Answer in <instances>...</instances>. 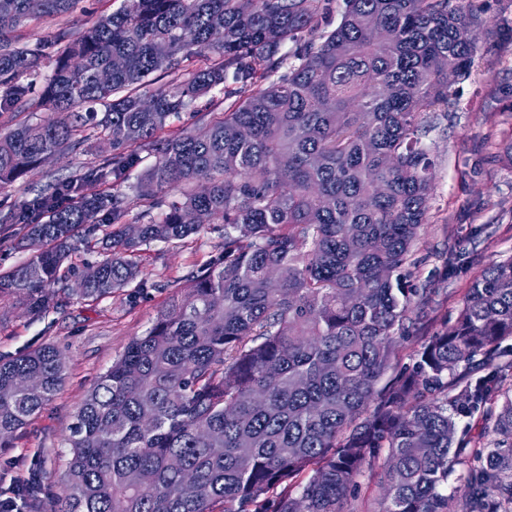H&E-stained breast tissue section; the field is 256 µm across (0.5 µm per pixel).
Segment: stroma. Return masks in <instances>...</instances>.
<instances>
[{
  "label": "stroma",
  "mask_w": 512,
  "mask_h": 512,
  "mask_svg": "<svg viewBox=\"0 0 512 512\" xmlns=\"http://www.w3.org/2000/svg\"><path fill=\"white\" fill-rule=\"evenodd\" d=\"M500 13L512 19V0H490L482 26L473 30L480 58L472 76L453 85L447 111L439 113L426 138L437 171L411 271L415 287L433 291L425 319L432 330L454 321L471 281L486 266L512 257V163L503 153L512 141V100L497 94L500 84L512 83V38L487 35ZM98 157L92 145L62 152L0 187V211L31 199L48 177L73 176ZM223 242V225L210 224L183 245L151 244L141 256L148 286L140 291L129 288L97 302L68 291L61 305L40 314L0 300L1 356L52 344L68 361L62 388L17 434L12 447L0 448V500L36 467L44 476L39 512H54L68 458L64 438L87 392Z\"/></svg>",
  "instance_id": "1"
}]
</instances>
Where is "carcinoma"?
I'll use <instances>...</instances> for the list:
<instances>
[{
    "instance_id": "cac0c4a2",
    "label": "carcinoma",
    "mask_w": 512,
    "mask_h": 512,
    "mask_svg": "<svg viewBox=\"0 0 512 512\" xmlns=\"http://www.w3.org/2000/svg\"><path fill=\"white\" fill-rule=\"evenodd\" d=\"M79 2L0 0V113L29 109L38 83L51 110L0 135V183L63 147H112L0 213L34 246L0 298L56 307L55 286L81 274L78 239L101 255L79 293L92 302L147 287L153 242L222 224L224 245L87 392L54 512H342L368 471L379 512H512V364L470 377L512 337V257L382 382L432 302L405 274L435 180L423 138L448 111V73L472 75L480 48L457 33L480 21L475 0H343L334 28L331 0H123L77 36L25 40ZM159 71L175 78L137 93ZM215 91L221 111L164 134ZM143 153L155 161L135 194L109 187ZM85 181L105 189L83 195ZM66 369L53 345L0 358L1 448ZM41 493L35 474L8 504Z\"/></svg>"
}]
</instances>
